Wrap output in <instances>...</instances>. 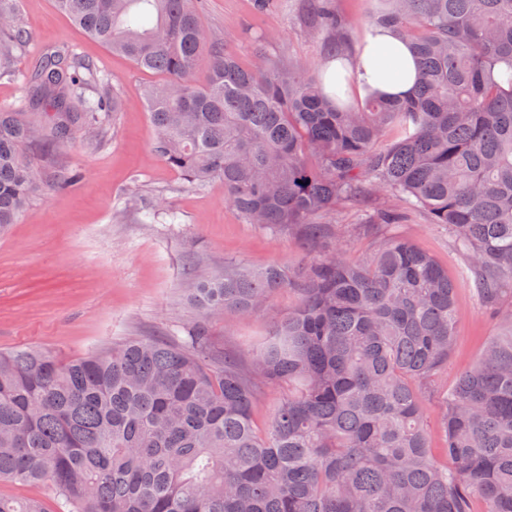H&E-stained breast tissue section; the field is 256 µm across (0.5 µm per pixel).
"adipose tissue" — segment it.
<instances>
[{
    "mask_svg": "<svg viewBox=\"0 0 512 512\" xmlns=\"http://www.w3.org/2000/svg\"><path fill=\"white\" fill-rule=\"evenodd\" d=\"M328 90L347 86L350 94L407 97L418 83L417 62L408 44L386 30L366 33L352 52L325 68Z\"/></svg>",
    "mask_w": 512,
    "mask_h": 512,
    "instance_id": "obj_1",
    "label": "adipose tissue"
}]
</instances>
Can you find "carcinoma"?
Returning <instances> with one entry per match:
<instances>
[{"instance_id": "obj_1", "label": "carcinoma", "mask_w": 512, "mask_h": 512, "mask_svg": "<svg viewBox=\"0 0 512 512\" xmlns=\"http://www.w3.org/2000/svg\"><path fill=\"white\" fill-rule=\"evenodd\" d=\"M194 2L56 0L104 47L166 76L142 100L153 151L192 186L223 182L245 222L298 227L322 247L338 204L382 191L396 204L370 224L422 214L463 263L451 279L390 236L365 260L229 264L190 289L183 338L68 360L0 352V482L49 485L58 512H512V0H366L364 28L406 39L419 75L411 97L358 108L287 60L242 63ZM332 2L306 10L339 51ZM7 41L26 34L0 0V71L14 76ZM23 84L21 106L0 109V234L50 181V150L75 131L100 139L125 108L69 45ZM45 108L50 127L27 118ZM289 286L300 301L282 315L273 297ZM462 287L498 333L442 396L436 450L423 393L448 367ZM239 315L271 325L246 368L214 355L209 334ZM270 387L282 393L259 426ZM0 512L46 510L0 494Z\"/></svg>"}]
</instances>
